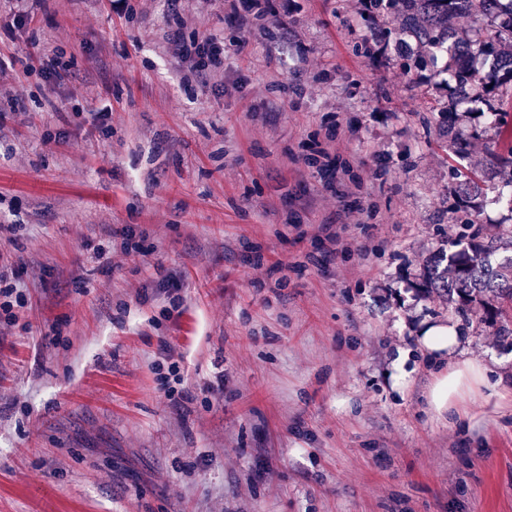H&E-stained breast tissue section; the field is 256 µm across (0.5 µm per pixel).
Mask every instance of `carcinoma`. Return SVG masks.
<instances>
[{"label":"carcinoma","instance_id":"1","mask_svg":"<svg viewBox=\"0 0 512 512\" xmlns=\"http://www.w3.org/2000/svg\"><path fill=\"white\" fill-rule=\"evenodd\" d=\"M371 11L362 20L373 27L376 36L388 43L396 38L398 30L382 24L393 16L400 20L415 46L431 58L451 57L452 78L458 93L466 95L474 90L490 102L496 112L512 110V55L500 57L498 74L488 80L476 78L469 66L475 55L498 54L502 39L512 40V0L504 5L501 0H369ZM470 14L489 27L458 37L448 32V16ZM494 150L490 151L494 171L487 173L512 185V127L495 130ZM450 149L457 158L453 176L458 180L456 220L468 229L475 223V202L482 194L477 179L465 172L463 162L468 158V144L461 136L450 140ZM460 238L448 242V266L439 270L443 256L430 259L428 283L437 282L448 288V311L466 322L478 320L499 327L502 336L512 335V257L493 265L492 245L467 243Z\"/></svg>","mask_w":512,"mask_h":512}]
</instances>
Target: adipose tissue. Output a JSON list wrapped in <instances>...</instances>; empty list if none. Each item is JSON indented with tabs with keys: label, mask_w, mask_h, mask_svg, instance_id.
I'll return each instance as SVG.
<instances>
[{
	"label": "adipose tissue",
	"mask_w": 512,
	"mask_h": 512,
	"mask_svg": "<svg viewBox=\"0 0 512 512\" xmlns=\"http://www.w3.org/2000/svg\"><path fill=\"white\" fill-rule=\"evenodd\" d=\"M419 343L438 366L425 392L429 409L440 420L467 416L468 396L487 382L485 368L462 358L459 332L452 322L429 325Z\"/></svg>",
	"instance_id": "adipose-tissue-1"
}]
</instances>
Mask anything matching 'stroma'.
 Segmentation results:
<instances>
[{"label":"stroma","instance_id":"35a3bbf8","mask_svg":"<svg viewBox=\"0 0 512 512\" xmlns=\"http://www.w3.org/2000/svg\"><path fill=\"white\" fill-rule=\"evenodd\" d=\"M170 3L126 18L108 0H42L22 22L0 0V57L28 72L0 119V250L29 299L0 335V512H512V404L494 392H512V336L457 325L491 370L474 419H433L428 357L405 389L391 378L448 316L423 279L462 231L439 130L486 171L481 103L432 110L401 39L366 54L357 0H295L287 30L245 34L225 0H182L185 38L224 44L223 81L184 85L162 51ZM35 58L65 62L64 79L28 70ZM334 123L331 181L302 145ZM503 188L478 198L482 243L512 228ZM337 209L335 254L305 264ZM129 226L148 259L113 251ZM166 348L174 400L152 368Z\"/></svg>","mask_w":512,"mask_h":512}]
</instances>
